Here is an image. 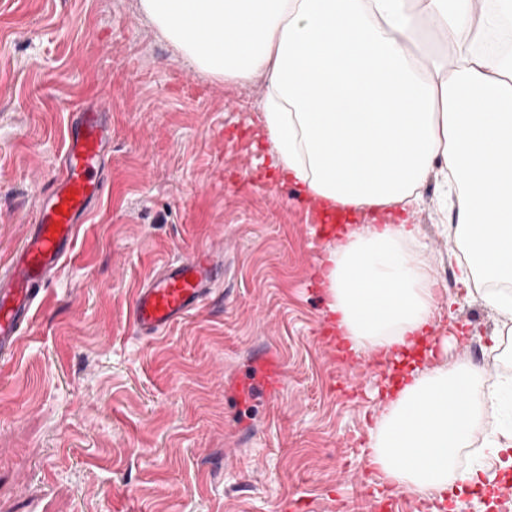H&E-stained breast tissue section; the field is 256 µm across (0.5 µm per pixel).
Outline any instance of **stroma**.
<instances>
[{"label": "stroma", "instance_id": "35a3bbf8", "mask_svg": "<svg viewBox=\"0 0 512 512\" xmlns=\"http://www.w3.org/2000/svg\"><path fill=\"white\" fill-rule=\"evenodd\" d=\"M138 0H0V265L35 222L76 106H103L104 195L48 285L16 357L0 363V512H419L363 476L383 372L326 326L316 275L328 239L295 187L242 136L262 96L202 74ZM468 343L496 355L512 414V334L457 281L434 183L410 217ZM213 247L224 274L167 332L139 337L136 288ZM279 393L241 389L257 352ZM500 501L451 486L444 512H504L512 467L479 466ZM262 386L270 393L277 392L280 381V363L278 358L270 354L262 362L261 369Z\"/></svg>", "mask_w": 512, "mask_h": 512}]
</instances>
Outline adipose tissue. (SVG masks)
<instances>
[{
  "label": "adipose tissue",
  "mask_w": 512,
  "mask_h": 512,
  "mask_svg": "<svg viewBox=\"0 0 512 512\" xmlns=\"http://www.w3.org/2000/svg\"><path fill=\"white\" fill-rule=\"evenodd\" d=\"M195 70L266 82L256 138L323 214L412 213L438 179L465 237L462 285L505 286L512 316V0H138ZM417 225L348 224L319 262L338 344L386 373L369 462L394 491L470 484L460 451L512 438L484 407L486 372L457 336H431L438 289Z\"/></svg>",
  "instance_id": "ef3b65f1"
}]
</instances>
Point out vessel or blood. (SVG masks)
I'll use <instances>...</instances> for the list:
<instances>
[{
	"mask_svg": "<svg viewBox=\"0 0 512 512\" xmlns=\"http://www.w3.org/2000/svg\"><path fill=\"white\" fill-rule=\"evenodd\" d=\"M112 130L102 112H74L51 186L38 194V218L0 268V360L12 357L20 337L30 328L45 285L74 252L82 224L102 195V172ZM224 272V254L200 249L168 262L134 295L135 323L144 336L165 332L210 296ZM262 385L277 392L280 363L275 355L262 362Z\"/></svg>",
	"mask_w": 512,
	"mask_h": 512,
	"instance_id": "vessel-or-blood-1",
	"label": "vessel or blood"
}]
</instances>
